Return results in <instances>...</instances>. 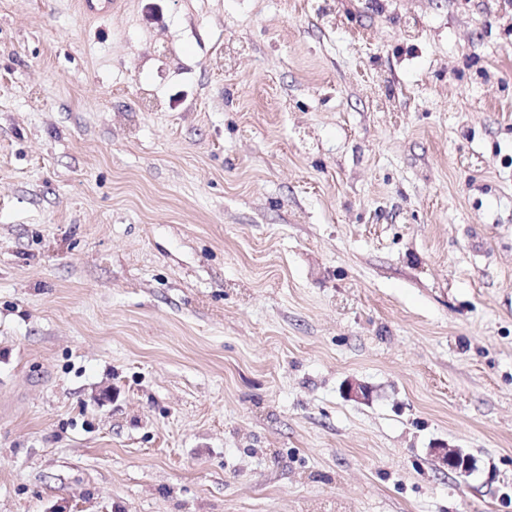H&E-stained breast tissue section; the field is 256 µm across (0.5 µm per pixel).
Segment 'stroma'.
I'll return each instance as SVG.
<instances>
[{
    "instance_id": "stroma-1",
    "label": "stroma",
    "mask_w": 512,
    "mask_h": 512,
    "mask_svg": "<svg viewBox=\"0 0 512 512\" xmlns=\"http://www.w3.org/2000/svg\"><path fill=\"white\" fill-rule=\"evenodd\" d=\"M0 512H512V0H0ZM430 456L441 468H447L459 476H467L474 466L473 456L463 448L439 444L430 448Z\"/></svg>"
}]
</instances>
